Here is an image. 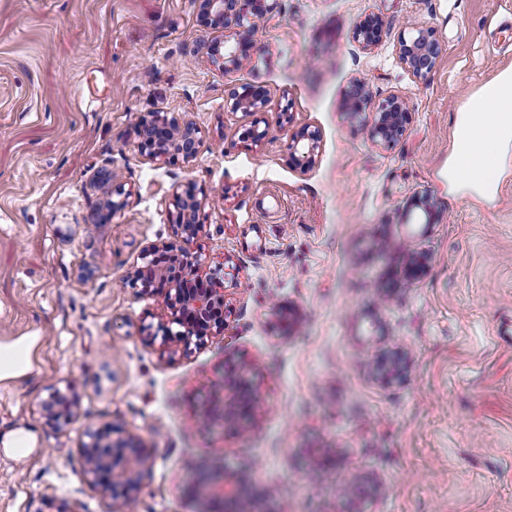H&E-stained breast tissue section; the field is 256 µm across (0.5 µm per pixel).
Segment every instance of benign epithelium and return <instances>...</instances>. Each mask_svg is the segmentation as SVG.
Listing matches in <instances>:
<instances>
[{
    "instance_id": "obj_1",
    "label": "benign epithelium",
    "mask_w": 512,
    "mask_h": 512,
    "mask_svg": "<svg viewBox=\"0 0 512 512\" xmlns=\"http://www.w3.org/2000/svg\"><path fill=\"white\" fill-rule=\"evenodd\" d=\"M280 0H200V11L205 22L214 29L236 27L247 33L253 32L260 22L279 9ZM384 22L379 15H368L360 20L353 31V39L362 48L369 50L381 37ZM251 42L242 36L232 45L214 44L207 54L228 74L240 68L250 57ZM440 48L429 28H418L410 38H401L398 48V61L413 75L421 77L430 71L439 55ZM370 92L361 81L350 84L345 93L344 106L347 115L354 121L365 124L373 141L391 146L403 136L408 119L409 105L399 96L388 97L380 107L365 113ZM232 108L244 110L249 114L262 111L266 103L264 90L252 85H243L241 90L231 96ZM321 135L316 129L305 126L290 137L288 149L301 169H308L315 161L320 146ZM202 144L200 129L191 121L174 112H156L140 131L139 148L152 159H174L182 154L183 159L195 157ZM176 215V234L183 240L195 238L203 229L200 222L201 202L196 187L187 185L182 191L174 193ZM437 208L436 202L429 196L417 197L406 207V212L421 210L426 221H431ZM159 249L148 246L143 253V265L136 267L132 275V284L148 286L156 278L166 280L168 285L165 305L169 323L177 324L182 330L172 333L163 325L164 335L172 334L188 345L192 340L201 341L211 331L224 330V322L210 320V315L221 313L224 308V294L218 288H197L201 281L199 259L186 250L173 244L165 247V252L175 259V268H160L156 265ZM70 402L62 395L52 397L45 403L44 410L49 420L56 423L67 416ZM254 409V400L249 394L246 380L238 381L235 396L227 403L223 413L218 416H205L203 425L212 429L224 427L226 422L237 424L240 432L250 430V418ZM85 461V473L102 492L117 488L125 498L137 491V474L149 466L150 455L133 440L105 442L98 437L82 449Z\"/></svg>"
}]
</instances>
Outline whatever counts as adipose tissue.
I'll return each instance as SVG.
<instances>
[{
	"mask_svg": "<svg viewBox=\"0 0 512 512\" xmlns=\"http://www.w3.org/2000/svg\"><path fill=\"white\" fill-rule=\"evenodd\" d=\"M480 97L488 110L468 115L458 126L455 159L462 164L469 158H480L477 178L485 181L490 177L487 163L490 149L512 141V73L497 77L481 90ZM37 342L34 336L0 341V381L12 380L31 371Z\"/></svg>",
	"mask_w": 512,
	"mask_h": 512,
	"instance_id": "obj_1",
	"label": "adipose tissue"
}]
</instances>
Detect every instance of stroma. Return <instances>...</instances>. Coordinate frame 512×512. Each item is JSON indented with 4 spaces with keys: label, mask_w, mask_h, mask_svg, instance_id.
<instances>
[{
    "label": "stroma",
    "mask_w": 512,
    "mask_h": 512,
    "mask_svg": "<svg viewBox=\"0 0 512 512\" xmlns=\"http://www.w3.org/2000/svg\"><path fill=\"white\" fill-rule=\"evenodd\" d=\"M224 73L200 43L199 0H0V341L35 334L33 368L0 381V512H112L84 474L95 434L153 456L129 512H209L199 478L241 477L224 512H512V156L489 185L454 167L455 127L512 70V0H282ZM385 20L379 44L351 33ZM434 32L423 77L396 48L406 22ZM372 104L399 94L402 139L348 119L352 80ZM267 92L257 118L234 87ZM178 112L203 143L188 161L141 153L138 126ZM319 129L309 170L288 150ZM117 174L127 197L88 231ZM195 184L203 231L184 247L224 291V331L158 336L161 288L132 286L144 249L176 239L173 192ZM431 196L435 223L403 222ZM423 271L407 280L412 254ZM248 379L253 427L200 419ZM223 396H212L215 382ZM72 404L54 424L44 403ZM383 27L384 22L381 16H365L356 24L353 31V39L365 50H370L379 42ZM0 445L7 448L13 456L22 457L27 455L30 448H34L35 435L26 428H17L3 434Z\"/></svg>",
    "instance_id": "1"
}]
</instances>
